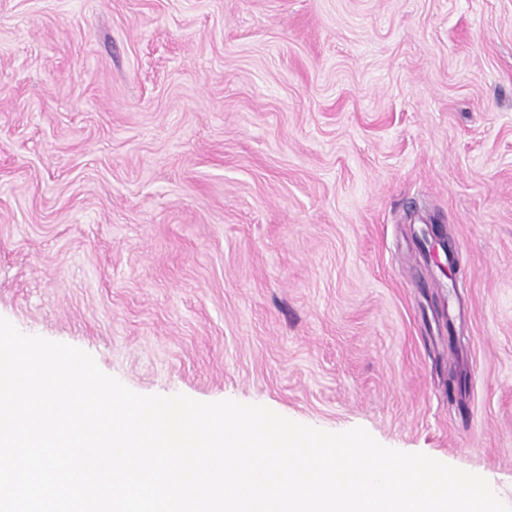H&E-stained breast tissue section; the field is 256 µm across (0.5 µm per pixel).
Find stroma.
<instances>
[{"mask_svg": "<svg viewBox=\"0 0 512 512\" xmlns=\"http://www.w3.org/2000/svg\"><path fill=\"white\" fill-rule=\"evenodd\" d=\"M0 317L512 499V0H0Z\"/></svg>", "mask_w": 512, "mask_h": 512, "instance_id": "35a3bbf8", "label": "stroma"}]
</instances>
